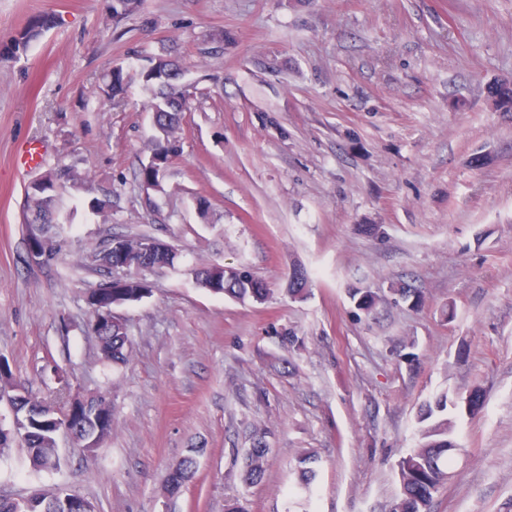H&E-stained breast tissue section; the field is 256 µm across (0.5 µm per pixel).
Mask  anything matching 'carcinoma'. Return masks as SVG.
I'll return each instance as SVG.
<instances>
[{"instance_id": "carcinoma-1", "label": "carcinoma", "mask_w": 512, "mask_h": 512, "mask_svg": "<svg viewBox=\"0 0 512 512\" xmlns=\"http://www.w3.org/2000/svg\"><path fill=\"white\" fill-rule=\"evenodd\" d=\"M52 24L48 15L33 17L22 31L17 44L25 45L37 38ZM181 69L175 63L158 59L142 72V79L147 88L153 92L148 109L153 115L156 131L154 148L146 163L140 169L141 183H155L159 180L162 163L171 160L176 153L175 144L181 130L184 113L191 110V100L187 99L179 80ZM112 100L118 101L125 87L123 68L115 66L107 74ZM65 211L62 193L41 191L26 194L24 222L27 224H62ZM127 252L123 261L154 271L174 266L176 253L172 249L151 255L140 253L139 239H126ZM198 285L214 294L244 302L258 296L267 299L270 289L264 287L262 280L248 272L236 281L224 279V266L207 265L196 270ZM141 289L128 286L112 288L106 286L97 289L93 298L88 300L90 308L97 311L112 309L115 302L136 301L142 298ZM351 298L357 308L368 315L373 314L378 300L369 291L355 289ZM98 338L101 357L115 365L128 359V337L124 323L109 320L93 326ZM25 407L33 419L25 433L21 435L26 451L39 470L55 469L60 460L55 454L54 408L40 403L30 393L23 395ZM456 406V401L443 392L425 405L419 415L421 424V442L410 453L401 457L398 464V477L401 487L399 502L400 512H430L433 493L448 480V456L454 445L450 438L451 421L448 419V407ZM67 411L73 430L79 433H91L104 442L112 435V408L102 396L87 397L68 403ZM198 450L192 448L177 465V472L169 473L164 492L173 495L184 484L189 483L197 472ZM270 448L260 439L253 442L243 455L242 483L253 486L261 482L266 473V462Z\"/></svg>"}]
</instances>
